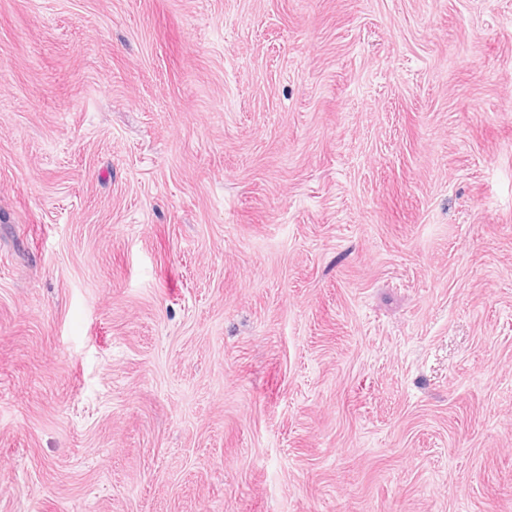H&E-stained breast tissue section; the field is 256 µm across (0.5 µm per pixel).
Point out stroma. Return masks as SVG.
<instances>
[{
	"label": "stroma",
	"mask_w": 512,
	"mask_h": 512,
	"mask_svg": "<svg viewBox=\"0 0 512 512\" xmlns=\"http://www.w3.org/2000/svg\"><path fill=\"white\" fill-rule=\"evenodd\" d=\"M0 512H512V0H0Z\"/></svg>",
	"instance_id": "35a3bbf8"
}]
</instances>
